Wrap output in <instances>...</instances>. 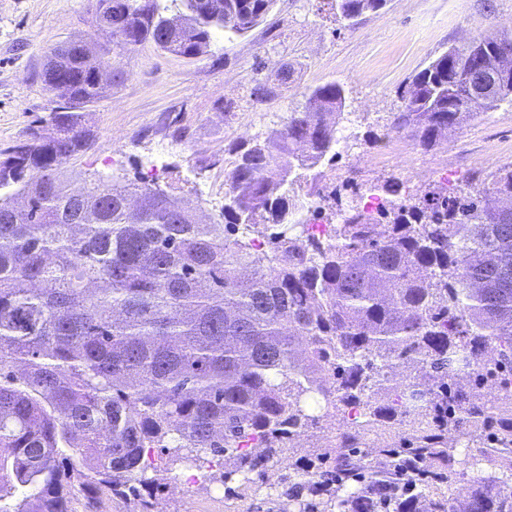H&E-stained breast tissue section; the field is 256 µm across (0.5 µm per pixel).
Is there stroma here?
<instances>
[{
  "mask_svg": "<svg viewBox=\"0 0 512 512\" xmlns=\"http://www.w3.org/2000/svg\"><path fill=\"white\" fill-rule=\"evenodd\" d=\"M95 0H0V151L48 120L54 95L41 79L44 53L68 40L111 47L95 27ZM332 0H276L268 17L242 36L218 33L210 54L187 61L144 44L119 58L127 77L88 112L92 148L65 167L134 173L156 170L212 221L224 203L226 149L283 129L310 87L338 81L346 108L337 125L350 143L328 173L341 202L312 197L323 213L363 207L367 188L395 183L420 197L451 166L453 183L487 176L512 163V105L476 111L465 126L431 148L392 127L409 79L430 58L505 27L512 0H388L354 26L336 21ZM264 83L274 95L256 98ZM155 512H300L299 505L256 485L251 497L173 466Z\"/></svg>",
  "mask_w": 512,
  "mask_h": 512,
  "instance_id": "35a3bbf8",
  "label": "stroma"
}]
</instances>
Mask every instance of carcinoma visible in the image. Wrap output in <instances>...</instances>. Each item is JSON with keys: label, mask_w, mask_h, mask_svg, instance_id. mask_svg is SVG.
<instances>
[{"label": "carcinoma", "mask_w": 512, "mask_h": 512, "mask_svg": "<svg viewBox=\"0 0 512 512\" xmlns=\"http://www.w3.org/2000/svg\"><path fill=\"white\" fill-rule=\"evenodd\" d=\"M274 2L95 0L115 54L82 40L46 54L44 85L67 90L52 132L33 128L0 152V512H75L80 492L85 512L102 495L146 509L169 465L200 469L210 456L230 460L224 484L242 497L251 474L289 467L318 401L346 427L283 495L328 481L329 461L354 481L373 455L442 469L401 512H512L511 163L474 192L440 182L414 201L374 186L376 215L355 208L326 236L298 226V190L336 160L326 116L346 96L330 81L283 130L228 149L217 221L200 222L155 174L86 172L81 198L68 189L61 166L94 141L84 114L125 79L116 57L149 42L198 59L215 32H249ZM386 3L333 9L351 26ZM506 42L511 31L431 59L393 128L432 147L476 108L512 103L511 66L473 104L479 72L466 59L494 70ZM257 224L269 231L259 251ZM409 417L417 425L362 451L367 432ZM469 470L465 499L441 492ZM343 490L308 512H350L360 491Z\"/></svg>", "instance_id": "carcinoma-1"}]
</instances>
